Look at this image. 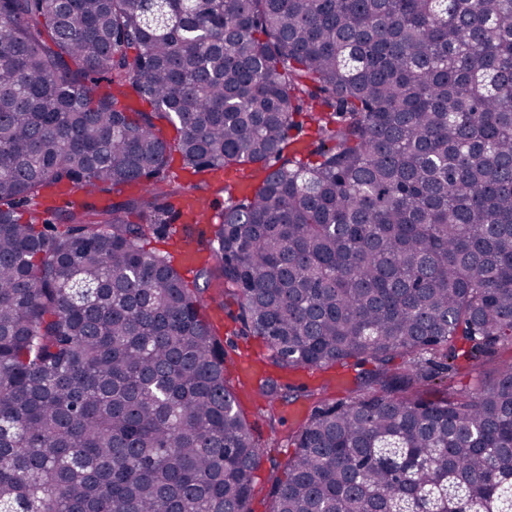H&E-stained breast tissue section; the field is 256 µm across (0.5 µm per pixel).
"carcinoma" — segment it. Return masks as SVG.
I'll return each instance as SVG.
<instances>
[{"label":"carcinoma","mask_w":512,"mask_h":512,"mask_svg":"<svg viewBox=\"0 0 512 512\" xmlns=\"http://www.w3.org/2000/svg\"><path fill=\"white\" fill-rule=\"evenodd\" d=\"M176 157L252 169L182 243L274 364L375 363L269 512H512V361L438 400L416 362L512 341V0H0V512H251L203 291L144 248L210 190Z\"/></svg>","instance_id":"1"}]
</instances>
